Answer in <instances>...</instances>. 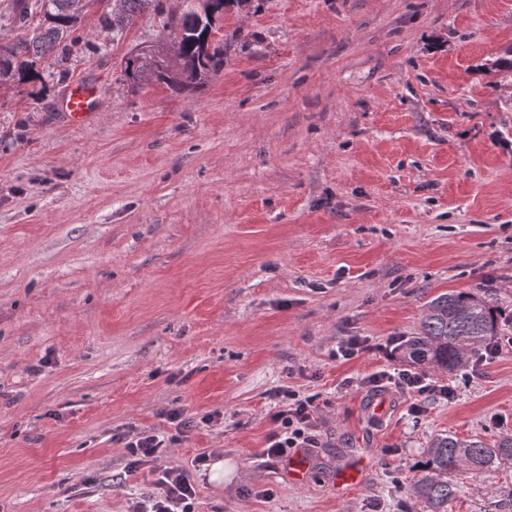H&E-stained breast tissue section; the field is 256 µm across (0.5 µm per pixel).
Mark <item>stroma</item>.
<instances>
[{
	"mask_svg": "<svg viewBox=\"0 0 512 512\" xmlns=\"http://www.w3.org/2000/svg\"><path fill=\"white\" fill-rule=\"evenodd\" d=\"M186 8L116 34L97 2L94 50L0 87V512H127L158 488L122 437L170 435L175 406L200 425L164 463L197 512H427L410 483L432 436L512 434V342L429 369L455 395L417 414L360 381L404 367L386 342L438 294L512 311V74L489 68L512 0H226L223 70L134 85L122 60ZM77 81L99 88L81 126L61 109ZM350 336L367 348L333 359ZM279 387L318 395L315 441L265 467ZM453 480L448 512H512L511 465Z\"/></svg>",
	"mask_w": 512,
	"mask_h": 512,
	"instance_id": "stroma-1",
	"label": "stroma"
}]
</instances>
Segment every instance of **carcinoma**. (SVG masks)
Masks as SVG:
<instances>
[{"label":"carcinoma","instance_id":"cac0c4a2","mask_svg":"<svg viewBox=\"0 0 512 512\" xmlns=\"http://www.w3.org/2000/svg\"><path fill=\"white\" fill-rule=\"evenodd\" d=\"M44 26L13 47H0V85L41 78L37 60L46 55L66 57L80 45L77 20L84 0H39ZM162 11L161 0H112V8L98 17L101 29L119 32L145 12ZM213 20L201 9L189 6L172 26L168 47L176 69H167L150 55L127 60L124 74L136 83L158 82L175 90H188L203 83L210 73L224 67V47L213 46ZM512 329V313L491 304L474 292L441 293L426 304L420 329L403 340L404 357L454 374L468 366L469 357L494 336ZM419 464L421 475L412 493L426 503L429 512H448L457 487L448 473L461 467L477 474L512 464V436L489 444L476 438L462 439L440 434L432 439Z\"/></svg>","mask_w":512,"mask_h":512}]
</instances>
